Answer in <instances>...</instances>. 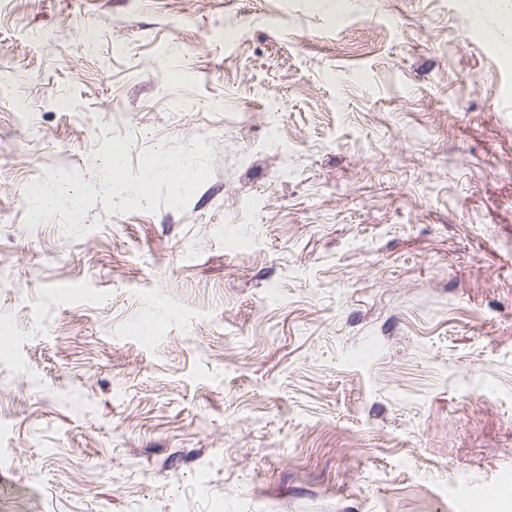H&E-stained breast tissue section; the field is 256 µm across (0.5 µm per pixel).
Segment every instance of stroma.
Here are the masks:
<instances>
[{"label":"stroma","mask_w":512,"mask_h":512,"mask_svg":"<svg viewBox=\"0 0 512 512\" xmlns=\"http://www.w3.org/2000/svg\"><path fill=\"white\" fill-rule=\"evenodd\" d=\"M476 28L0 0V512H467L512 474V54ZM128 135L212 146L185 211L25 228Z\"/></svg>","instance_id":"obj_1"}]
</instances>
